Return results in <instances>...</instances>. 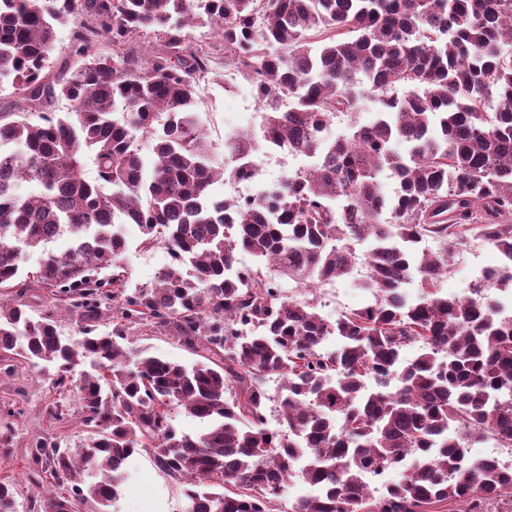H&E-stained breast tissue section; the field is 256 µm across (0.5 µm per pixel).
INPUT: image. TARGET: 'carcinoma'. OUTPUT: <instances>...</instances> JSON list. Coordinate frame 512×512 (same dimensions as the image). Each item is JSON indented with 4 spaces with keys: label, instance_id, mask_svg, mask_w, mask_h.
Listing matches in <instances>:
<instances>
[{
    "label": "carcinoma",
    "instance_id": "cac0c4a2",
    "mask_svg": "<svg viewBox=\"0 0 512 512\" xmlns=\"http://www.w3.org/2000/svg\"><path fill=\"white\" fill-rule=\"evenodd\" d=\"M73 19L76 67L48 88L56 25ZM195 27L220 36L262 108L258 129L224 133L222 162L202 129L196 85L212 59L191 44ZM150 33L162 47L140 56L132 42ZM101 38L112 54L96 51ZM506 43L512 0H0V88L69 103L0 114V361L55 366L89 432L79 448L37 445L53 485L71 490L43 512L88 498L108 512L140 448L182 481L183 512H512V467L469 457L512 448V318L491 292L512 290ZM337 117L349 132L332 139ZM269 149L312 164L267 186ZM242 179L257 185L250 200L217 193ZM31 182L39 192L23 194ZM118 224L172 254L154 286L128 287ZM59 227L72 242L61 255L46 250ZM428 239L439 247H420ZM474 239L500 269L468 295L442 292ZM368 240L360 287L373 301L329 321L314 300L285 296V281L313 290L345 277ZM21 248L43 254L25 281ZM28 281L79 309L82 337L7 300ZM108 301L112 332L100 333ZM132 321L176 332L199 360L131 354L119 341ZM88 358L93 372L79 369ZM269 375L285 390L276 428ZM173 407L206 429L177 431ZM395 471L379 495L364 489L365 475ZM297 475L312 491L276 504ZM0 512H18L10 481Z\"/></svg>",
    "mask_w": 512,
    "mask_h": 512
}]
</instances>
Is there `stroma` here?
I'll use <instances>...</instances> for the list:
<instances>
[{
	"label": "stroma",
	"instance_id": "1",
	"mask_svg": "<svg viewBox=\"0 0 512 512\" xmlns=\"http://www.w3.org/2000/svg\"><path fill=\"white\" fill-rule=\"evenodd\" d=\"M212 68L213 75L201 79L196 91L201 117L214 144L215 156L220 159L224 156L225 132L257 128L260 106L249 82L242 75L225 69L223 55L215 56ZM127 238L129 249L124 267L130 287H152L158 271L169 262L166 247L159 245L149 250L140 249V233L133 226L129 227ZM497 257V251L491 246L474 243L455 257L447 277L441 282L442 290L464 294L475 278L477 266L496 263ZM286 294L293 300L316 296L320 313L331 321L345 311L363 306L370 299L369 293L357 290L351 281L345 279L324 284L313 294L303 288L287 289ZM21 301L33 315L54 314L62 335L78 336L81 322L77 313L62 309L49 290L31 286ZM125 333L124 345L130 349H144L148 354L183 365L192 364L197 359L196 354L170 332L129 324ZM54 373L53 367L44 364H23L11 373L0 370V418L4 417L6 410L15 412L12 420L14 443L10 452L0 451V480H15L19 512H41L45 485L35 482L29 468L36 441L55 440L78 448L87 438L86 430L78 421L56 422L50 419L48 411L53 401H62L74 410L79 407V396L75 390L60 393L53 389ZM129 470V480L114 506V512H182V482L163 471L150 450L134 454Z\"/></svg>",
	"mask_w": 512,
	"mask_h": 512
}]
</instances>
